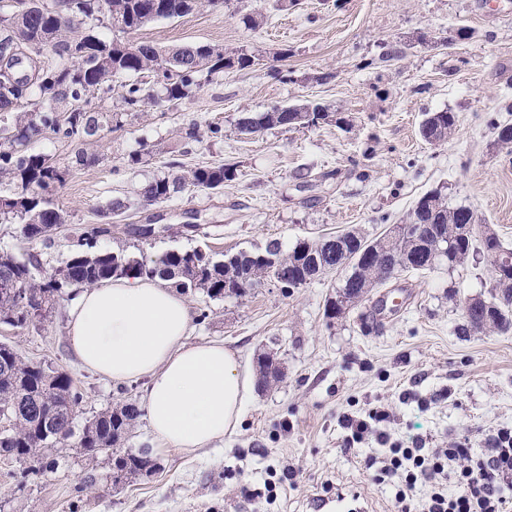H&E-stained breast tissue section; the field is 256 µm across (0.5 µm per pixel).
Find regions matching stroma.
<instances>
[{"label": "stroma", "mask_w": 512, "mask_h": 512, "mask_svg": "<svg viewBox=\"0 0 512 512\" xmlns=\"http://www.w3.org/2000/svg\"><path fill=\"white\" fill-rule=\"evenodd\" d=\"M265 23L248 28L245 15ZM466 36H459V29ZM136 37L163 49L213 44L243 48L259 66L233 68L195 97L118 109L117 91L101 90L104 119L91 136L64 139L42 130L27 150L64 170L53 202L65 216L50 241L28 242L19 223L0 224V250L33 258L42 272L62 264L86 231L107 228L99 248L157 258L171 249L209 247L224 255L289 249L356 229L375 238L400 222L416 199L441 188L449 205L471 207L512 247V155L499 149L490 116L512 124V0H221L175 20H158ZM402 57H393L398 45ZM314 101L330 118L308 128L238 130L244 114ZM450 110L456 126L431 144L420 134L426 113ZM196 125V139L185 130ZM219 134H212V127ZM230 164L223 189L186 188L150 205L141 186L171 173ZM123 201L121 215L112 204ZM131 224H162L144 240ZM185 224L203 234L185 235ZM341 281L322 274L291 290L264 283L243 296L187 295L190 342L223 341L253 362L278 352L279 382L254 388L239 428L215 449L194 457L157 456L158 471L113 487L106 457L85 460L64 447L54 473L19 484L15 461L0 456V512H310L325 485L362 490L373 512H391L388 491L373 484L363 460L368 442L344 452L343 413L386 404L396 413L394 438L443 448L460 437L483 447L512 427V331L463 333V304L488 298L490 265L483 255L462 266L440 263L404 272L387 285L393 298L410 293L396 316L365 329L367 299L343 318L325 306ZM68 301L40 324L0 325V341L22 357L66 370L83 394L81 419L127 400H141L143 383L116 385L81 368L67 348ZM297 473L296 487L275 500L244 496L243 482L262 484L267 466Z\"/></svg>", "instance_id": "1"}]
</instances>
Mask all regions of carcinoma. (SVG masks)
Instances as JSON below:
<instances>
[{
    "instance_id": "1",
    "label": "carcinoma",
    "mask_w": 512,
    "mask_h": 512,
    "mask_svg": "<svg viewBox=\"0 0 512 512\" xmlns=\"http://www.w3.org/2000/svg\"><path fill=\"white\" fill-rule=\"evenodd\" d=\"M36 7L14 10L0 3V112L12 115L7 134L0 137V180L11 186L0 201L18 200L20 209H0V223L15 218L27 222L23 236L29 241L51 239L63 214L53 199L38 189L43 184L63 182V172L50 158L30 153L27 142L43 129L67 139L91 136L100 128V113L93 92L112 89L115 80L148 74L152 84H122L124 110L134 111L146 100L177 102L195 96L203 86L224 74V70L255 64L256 57L243 49L225 50L201 45L161 50L146 41H133L128 35L159 19L182 18L192 13L199 0H35ZM112 31V38L99 29ZM80 45L83 62L76 65L71 56L73 44ZM329 118L328 108L313 102L275 107L238 122V129L253 134L274 127H312ZM456 124L448 110L427 113L421 126L425 140L448 139ZM496 143L512 154V134L503 135L506 123L490 120ZM233 175L228 165L197 167L188 174L155 178L140 189V197L151 204L163 203L187 187L216 189ZM430 220L446 237L453 254L464 256L478 251L484 243L465 237L461 229L476 223L474 211L464 205L451 206L447 196L432 190L422 195L406 218L398 223V233L369 240L357 232L341 244L325 237L300 240L283 251L277 241L256 252L236 253L229 266L209 251L196 247L170 250L156 259L137 258L122 251L97 248V236L106 229L84 233L81 249L74 252L56 271H64V288L77 291L111 279L150 278L169 280L184 292L200 291L211 299L228 295L224 283L236 275L248 283L273 282L289 290L311 282L316 269L309 264L316 255L320 267L333 271L355 268L353 287L367 295L387 285L377 265L379 251L412 249L417 240L415 224ZM37 265L8 251H0V280H12L14 287L0 288V324L11 327L30 325L24 307L52 311L63 288L54 287L51 277H39ZM492 307L474 306L462 325L468 333L482 325L484 331L512 329V285L504 297L491 296ZM263 388L279 381V362L267 353L256 358ZM83 395L71 375L48 365L25 360L7 342H0V414L9 415L10 427L0 432V454L18 456L22 469L10 477L23 482L31 475L52 472L54 456L71 438L75 447L94 460L103 454L113 468L132 478L155 468L147 448H124L135 422L142 415L136 402L129 400L107 409L77 427V411Z\"/></svg>"
}]
</instances>
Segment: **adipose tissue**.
I'll list each match as a JSON object with an SVG mask.
<instances>
[{"label":"adipose tissue","mask_w":512,"mask_h":512,"mask_svg":"<svg viewBox=\"0 0 512 512\" xmlns=\"http://www.w3.org/2000/svg\"><path fill=\"white\" fill-rule=\"evenodd\" d=\"M191 311L167 281L117 279L73 298L67 344L85 370L145 384L142 405L158 452L194 454L236 431L250 393L238 354L188 343Z\"/></svg>","instance_id":"1"}]
</instances>
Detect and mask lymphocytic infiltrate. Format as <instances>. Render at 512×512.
I'll return each mask as SVG.
<instances>
[{
    "label": "lymphocytic infiltrate",
    "mask_w": 512,
    "mask_h": 512,
    "mask_svg": "<svg viewBox=\"0 0 512 512\" xmlns=\"http://www.w3.org/2000/svg\"><path fill=\"white\" fill-rule=\"evenodd\" d=\"M395 418L379 406L340 420L346 450L371 439L380 445L364 465L375 484L391 487L395 512H512V428L498 429L480 451L461 439L446 448H410L392 437Z\"/></svg>",
    "instance_id": "lymphocytic-infiltrate-1"
}]
</instances>
